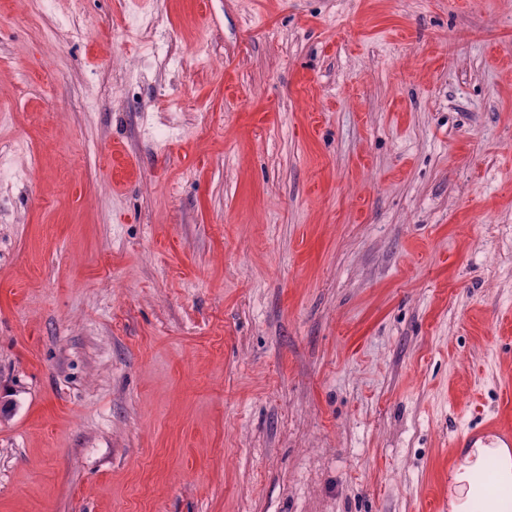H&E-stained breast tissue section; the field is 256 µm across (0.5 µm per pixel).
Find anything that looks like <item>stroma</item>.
Returning a JSON list of instances; mask_svg holds the SVG:
<instances>
[{"instance_id": "35a3bbf8", "label": "stroma", "mask_w": 512, "mask_h": 512, "mask_svg": "<svg viewBox=\"0 0 512 512\" xmlns=\"http://www.w3.org/2000/svg\"><path fill=\"white\" fill-rule=\"evenodd\" d=\"M511 369L512 0H0V512H448ZM450 447L448 448V474L456 461L474 448H500V451L507 455V450L503 448L511 449L512 447L511 422L498 416L478 419L458 434Z\"/></svg>"}]
</instances>
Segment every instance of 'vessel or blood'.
Wrapping results in <instances>:
<instances>
[{
	"label": "vessel or blood",
	"instance_id": "1",
	"mask_svg": "<svg viewBox=\"0 0 512 512\" xmlns=\"http://www.w3.org/2000/svg\"><path fill=\"white\" fill-rule=\"evenodd\" d=\"M512 447V422L501 417H484L458 434L449 450V463L476 448L487 449V469L472 477L473 490L463 497L461 512H512V463H503L498 449Z\"/></svg>",
	"mask_w": 512,
	"mask_h": 512
}]
</instances>
